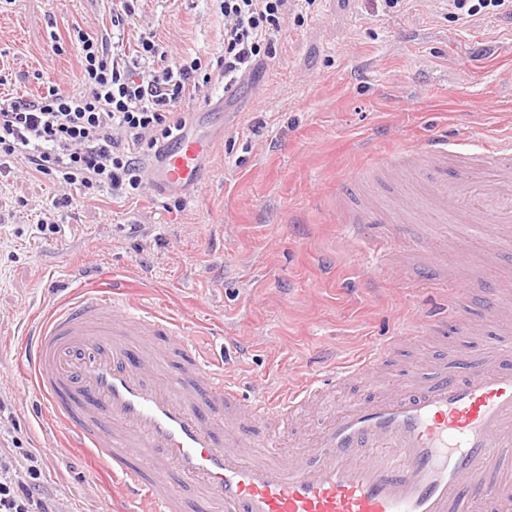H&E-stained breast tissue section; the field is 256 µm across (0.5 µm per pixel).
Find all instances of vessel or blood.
<instances>
[{
  "instance_id": "vessel-or-blood-1",
  "label": "vessel or blood",
  "mask_w": 512,
  "mask_h": 512,
  "mask_svg": "<svg viewBox=\"0 0 512 512\" xmlns=\"http://www.w3.org/2000/svg\"><path fill=\"white\" fill-rule=\"evenodd\" d=\"M214 142L192 133L163 150L147 180L174 191L194 185ZM416 174L431 178L428 213L439 223L512 224V140L456 151L438 133L408 148ZM406 324L363 361L332 366L336 385L365 380L391 348L435 331ZM162 337L183 360L180 374L134 344ZM21 383L66 440L89 449L135 512H512V336L490 362L434 372L424 384L341 406L307 457L287 427L269 425L267 392L240 400L222 359L202 351L170 315L132 300L126 285L81 287L28 333ZM266 428L265 457L247 456L253 424Z\"/></svg>"
}]
</instances>
